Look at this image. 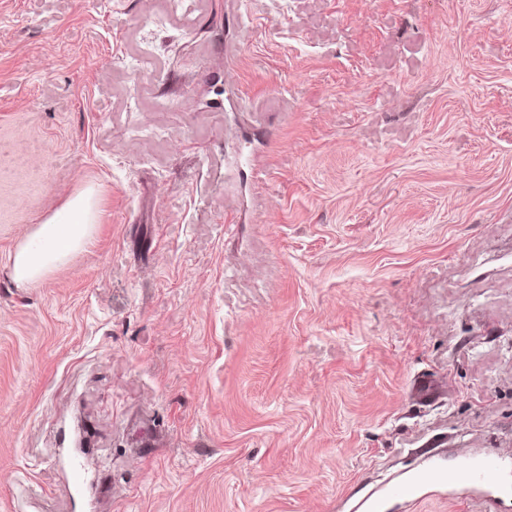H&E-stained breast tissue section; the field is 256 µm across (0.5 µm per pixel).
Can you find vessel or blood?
<instances>
[{
	"instance_id": "obj_1",
	"label": "vessel or blood",
	"mask_w": 512,
	"mask_h": 512,
	"mask_svg": "<svg viewBox=\"0 0 512 512\" xmlns=\"http://www.w3.org/2000/svg\"><path fill=\"white\" fill-rule=\"evenodd\" d=\"M500 468V460L494 456L483 458L478 463L464 460L447 474L449 484L472 489L467 506L475 512H499L502 497L512 493V486L495 483L494 477Z\"/></svg>"
}]
</instances>
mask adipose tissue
I'll return each mask as SVG.
<instances>
[{
  "instance_id": "adipose-tissue-1",
  "label": "adipose tissue",
  "mask_w": 512,
  "mask_h": 512,
  "mask_svg": "<svg viewBox=\"0 0 512 512\" xmlns=\"http://www.w3.org/2000/svg\"><path fill=\"white\" fill-rule=\"evenodd\" d=\"M96 220L93 190L69 200L17 248L13 276L21 283L36 282L79 251L91 237Z\"/></svg>"
}]
</instances>
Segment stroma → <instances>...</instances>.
<instances>
[{
  "instance_id": "35a3bbf8",
  "label": "stroma",
  "mask_w": 512,
  "mask_h": 512,
  "mask_svg": "<svg viewBox=\"0 0 512 512\" xmlns=\"http://www.w3.org/2000/svg\"><path fill=\"white\" fill-rule=\"evenodd\" d=\"M193 2L0 0V512H468L457 449L512 479V0ZM95 220L94 192L86 189L38 224L17 248L12 265L14 279L30 283L46 277L85 245Z\"/></svg>"
}]
</instances>
